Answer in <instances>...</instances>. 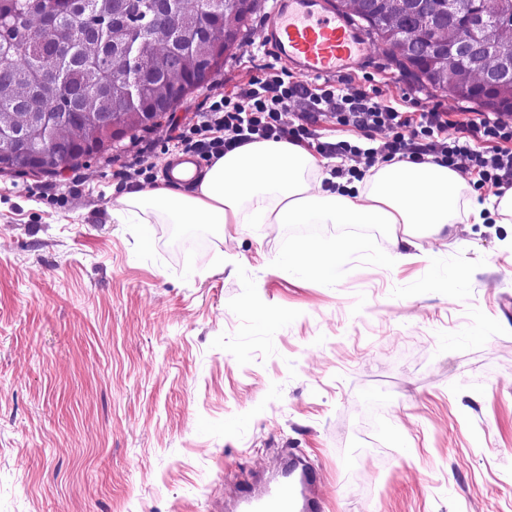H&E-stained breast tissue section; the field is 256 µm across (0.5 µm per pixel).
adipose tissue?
<instances>
[{"instance_id": "obj_1", "label": "adipose tissue", "mask_w": 512, "mask_h": 512, "mask_svg": "<svg viewBox=\"0 0 512 512\" xmlns=\"http://www.w3.org/2000/svg\"><path fill=\"white\" fill-rule=\"evenodd\" d=\"M483 209L457 171L433 162L395 159L350 182L333 177L329 159L303 145L261 140L213 160L191 191L171 184L124 192L112 218L215 231L228 224H379L411 238L482 223Z\"/></svg>"}]
</instances>
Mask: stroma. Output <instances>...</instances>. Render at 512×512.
<instances>
[{
    "label": "stroma",
    "mask_w": 512,
    "mask_h": 512,
    "mask_svg": "<svg viewBox=\"0 0 512 512\" xmlns=\"http://www.w3.org/2000/svg\"><path fill=\"white\" fill-rule=\"evenodd\" d=\"M406 111L484 115L401 74ZM242 47L211 90L262 76ZM106 160L0 174V512H222L285 452L321 467L326 512H512V223L395 244L359 224H116ZM352 243L336 276L281 260ZM414 252L394 264V252ZM388 415L356 478L358 416Z\"/></svg>",
    "instance_id": "1"
}]
</instances>
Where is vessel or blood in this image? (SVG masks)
Here are the masks:
<instances>
[{
	"mask_svg": "<svg viewBox=\"0 0 512 512\" xmlns=\"http://www.w3.org/2000/svg\"><path fill=\"white\" fill-rule=\"evenodd\" d=\"M261 40L279 60L308 77L351 70L369 55L365 33L326 0H277ZM321 481L320 469L296 451L263 491L243 494L238 507L240 512H325Z\"/></svg>",
	"mask_w": 512,
	"mask_h": 512,
	"instance_id": "b4317fda",
	"label": "vessel or blood"
}]
</instances>
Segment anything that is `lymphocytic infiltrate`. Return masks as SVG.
<instances>
[{"label": "lymphocytic infiltrate", "mask_w": 512, "mask_h": 512, "mask_svg": "<svg viewBox=\"0 0 512 512\" xmlns=\"http://www.w3.org/2000/svg\"><path fill=\"white\" fill-rule=\"evenodd\" d=\"M334 119L337 127L354 128L374 146L363 149L346 141H319L317 119ZM176 148L211 160L255 140L314 141L318 154L343 158L336 175H359L375 159L427 160L473 175L476 188L512 186V115L496 114L462 122L435 110L403 112L373 85L312 87L295 81L285 67L268 63L261 78L229 93L209 96L185 122L171 125ZM154 139L139 136L122 158L118 176L138 187L150 185Z\"/></svg>", "instance_id": "lymphocytic-infiltrate-1"}]
</instances>
